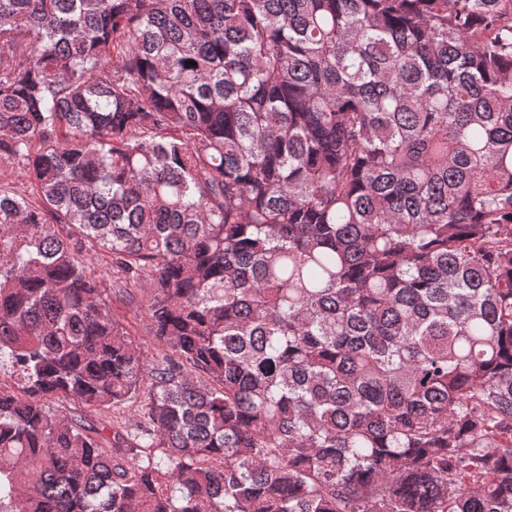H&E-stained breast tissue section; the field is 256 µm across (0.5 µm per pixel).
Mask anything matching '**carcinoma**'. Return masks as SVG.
I'll return each mask as SVG.
<instances>
[{"label": "carcinoma", "mask_w": 512, "mask_h": 512, "mask_svg": "<svg viewBox=\"0 0 512 512\" xmlns=\"http://www.w3.org/2000/svg\"><path fill=\"white\" fill-rule=\"evenodd\" d=\"M1 372L0 512H512V0H0ZM113 308L119 320L133 333L149 358L161 359L167 352L147 335V321L139 304L128 305L114 301Z\"/></svg>", "instance_id": "carcinoma-1"}]
</instances>
